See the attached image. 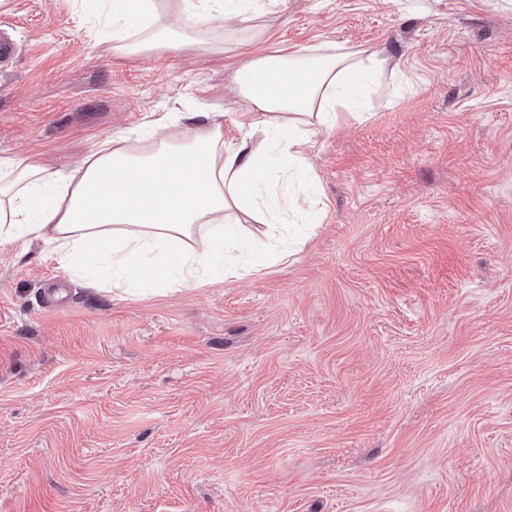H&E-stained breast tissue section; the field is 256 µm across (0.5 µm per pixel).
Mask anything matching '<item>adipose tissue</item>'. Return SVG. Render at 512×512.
<instances>
[{"label": "adipose tissue", "instance_id": "1", "mask_svg": "<svg viewBox=\"0 0 512 512\" xmlns=\"http://www.w3.org/2000/svg\"><path fill=\"white\" fill-rule=\"evenodd\" d=\"M103 2L118 47L139 51L161 43L169 30L154 0ZM134 29L143 31L142 39L131 40ZM384 64L374 54L354 63L328 55L310 66L252 60L236 73L251 121L230 147L214 120L178 124L163 137L147 127L112 139L72 169L29 155L0 156V244L52 242L62 268L79 275L105 271L117 288L167 280L196 285L224 265L214 245L224 239L225 211L245 208L264 180L267 162L250 145L254 133L276 137L289 164L304 167L312 138L351 106L349 75ZM309 115L315 127L300 128Z\"/></svg>", "mask_w": 512, "mask_h": 512}]
</instances>
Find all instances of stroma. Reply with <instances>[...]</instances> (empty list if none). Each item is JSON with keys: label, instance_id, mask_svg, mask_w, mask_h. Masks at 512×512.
I'll return each instance as SVG.
<instances>
[{"label": "stroma", "instance_id": "1", "mask_svg": "<svg viewBox=\"0 0 512 512\" xmlns=\"http://www.w3.org/2000/svg\"><path fill=\"white\" fill-rule=\"evenodd\" d=\"M0 155L77 166L217 113L264 56L377 54L290 247L127 292L0 245V512H512V0H244L121 52L94 0H0Z\"/></svg>", "mask_w": 512, "mask_h": 512}]
</instances>
